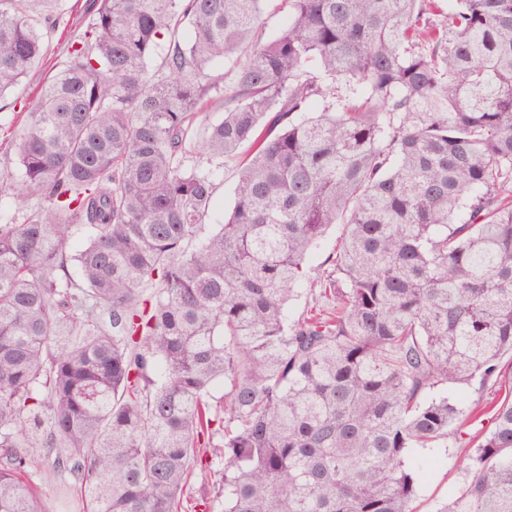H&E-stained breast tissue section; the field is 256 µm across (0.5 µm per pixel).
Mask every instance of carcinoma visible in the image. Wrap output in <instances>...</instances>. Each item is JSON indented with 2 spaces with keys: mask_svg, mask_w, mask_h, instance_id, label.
<instances>
[{
  "mask_svg": "<svg viewBox=\"0 0 512 512\" xmlns=\"http://www.w3.org/2000/svg\"><path fill=\"white\" fill-rule=\"evenodd\" d=\"M263 5L93 0L29 99L13 196L43 203L0 212V512H43L33 448L83 512H186L208 454L224 512H413L410 452L462 436L431 393L474 380L492 428L437 512H512V0H288L269 38ZM64 14L0 0V97ZM334 224L336 309L290 323ZM238 171V159L224 162L223 175L215 181L212 212L206 224H218V222H223L224 214L231 210L234 201L233 190L236 185ZM342 225L336 224V228L330 229L325 236L323 237L321 243L318 248L314 250L308 259V265L315 270H312L311 276L314 277L316 274V269L323 270L326 265L323 262L329 257L336 253V246L339 242L340 236L342 234Z\"/></svg>",
  "mask_w": 512,
  "mask_h": 512,
  "instance_id": "obj_1",
  "label": "carcinoma"
}]
</instances>
